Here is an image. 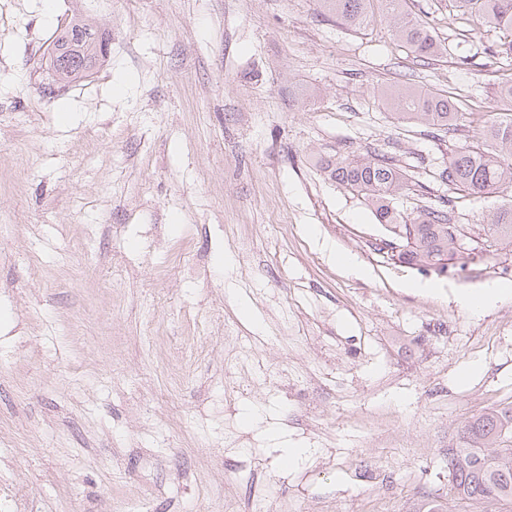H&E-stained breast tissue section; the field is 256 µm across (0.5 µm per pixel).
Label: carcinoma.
Returning <instances> with one entry per match:
<instances>
[{"instance_id":"1","label":"carcinoma","mask_w":512,"mask_h":512,"mask_svg":"<svg viewBox=\"0 0 512 512\" xmlns=\"http://www.w3.org/2000/svg\"><path fill=\"white\" fill-rule=\"evenodd\" d=\"M390 22L393 36L415 57L423 60L442 53L443 47L422 19L405 10V0H377ZM455 7L498 29L510 40L500 53L512 55V0H453ZM321 13L340 24L361 30L370 21L371 0H318ZM103 39L88 20L75 17L56 31L46 73L59 87L89 76L98 61L97 45ZM395 114L408 122L432 129L444 138L458 131L459 112L448 96L407 87L386 95ZM478 144L462 145L454 152L438 179L448 190L471 195L495 194L512 186V117L508 114L486 122L476 133ZM324 172L339 185L360 195L372 207L378 223L391 233H404L408 250L400 259L420 268H434L461 253V235L453 197L422 205L411 220L404 219L394 200L411 190L408 179L386 153L367 158L327 160ZM488 238H512V201L486 217ZM512 435V408L484 412L464 430V444L448 449L450 493L474 504H512V447L504 439Z\"/></svg>"}]
</instances>
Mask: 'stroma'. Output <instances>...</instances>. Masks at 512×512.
Listing matches in <instances>:
<instances>
[{
  "instance_id": "35a3bbf8",
  "label": "stroma",
  "mask_w": 512,
  "mask_h": 512,
  "mask_svg": "<svg viewBox=\"0 0 512 512\" xmlns=\"http://www.w3.org/2000/svg\"><path fill=\"white\" fill-rule=\"evenodd\" d=\"M406 8L445 54L316 0H54L49 19L0 0V512H481L447 453L512 407V294L477 316L453 295L511 286L512 239L405 264L320 166L385 152L439 196L495 117L499 33L448 0ZM79 15L109 53L44 92ZM402 86L453 96L455 137L397 119L381 93ZM503 197L456 193L463 233Z\"/></svg>"
}]
</instances>
